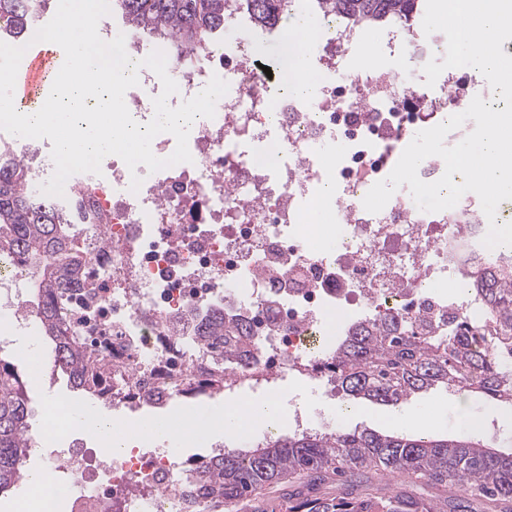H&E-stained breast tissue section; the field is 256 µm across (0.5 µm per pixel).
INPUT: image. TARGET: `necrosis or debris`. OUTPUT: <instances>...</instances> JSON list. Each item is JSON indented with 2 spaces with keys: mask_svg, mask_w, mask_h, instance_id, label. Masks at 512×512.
<instances>
[{
  "mask_svg": "<svg viewBox=\"0 0 512 512\" xmlns=\"http://www.w3.org/2000/svg\"><path fill=\"white\" fill-rule=\"evenodd\" d=\"M361 45L403 60L429 59L445 54L447 39L436 32L407 42L390 23L329 20L309 100L270 83L243 48L232 57L169 64L179 87L170 107L198 94L212 76L230 86L214 118L194 124L191 162L156 171L135 192L119 158L101 174L67 180L65 201L86 192L92 213L108 219L114 247L91 239V265L112 358L128 368L112 385L125 390L128 407L148 396L164 404L184 374L204 375L206 364L177 342L169 322L193 307L223 302L225 315L256 339L248 367L226 377L228 390L275 389L295 372L332 391L323 353L311 341L350 302L363 321L386 308L406 321L434 313L443 330L452 311L483 319L484 307L467 291L448 288L463 282L469 267L495 260L482 243L488 221L476 194L439 212L412 207L401 193L380 212L363 206L409 135L462 112L470 86L444 74L421 89L402 66H351ZM271 152L276 161L269 165L264 157ZM326 229L336 235L330 252L315 246ZM26 277L22 263L0 259V308L21 333L32 324L21 310ZM44 463L70 512H186L182 463L168 451L134 447L92 464L84 449L67 448L47 452Z\"/></svg>",
  "mask_w": 512,
  "mask_h": 512,
  "instance_id": "1",
  "label": "necrosis or debris"
}]
</instances>
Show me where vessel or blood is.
Masks as SVG:
<instances>
[{
  "label": "vessel or blood",
  "mask_w": 512,
  "mask_h": 512,
  "mask_svg": "<svg viewBox=\"0 0 512 512\" xmlns=\"http://www.w3.org/2000/svg\"><path fill=\"white\" fill-rule=\"evenodd\" d=\"M64 61V52L56 44L37 43L24 54L16 76L14 105L17 110L42 106L47 98L46 83Z\"/></svg>",
  "instance_id": "obj_1"
}]
</instances>
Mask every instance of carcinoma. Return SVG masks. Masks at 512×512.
I'll return each instance as SVG.
<instances>
[{"label": "carcinoma", "mask_w": 512, "mask_h": 512, "mask_svg": "<svg viewBox=\"0 0 512 512\" xmlns=\"http://www.w3.org/2000/svg\"><path fill=\"white\" fill-rule=\"evenodd\" d=\"M321 14L354 20L388 19L405 26L420 0H313ZM294 0H111L132 28L155 35L174 50L203 53L239 13L253 26L274 29L288 18ZM48 0H0V41L16 44L47 12ZM30 171L20 159L0 163V252L30 271L27 306L49 345L53 370L70 388L112 406L124 395L112 391V349L95 347L71 325V303L90 291L89 239L112 241L96 225L79 226L65 205H53L29 190ZM491 272L474 267L471 294L486 305V320L462 321L445 334L427 335L388 313L379 322L358 323L325 360L335 388L350 399L398 406L438 385H456L485 400L512 403V371L496 355L512 356V262ZM187 336L213 368L211 393L224 390L228 369L246 365L255 344L243 324L214 306L190 313ZM34 447L29 396L18 366L0 354V493L14 488ZM287 485L288 512H512V450L487 448L466 436L429 438L343 429L330 434L293 433L251 448L226 449L187 468L182 488L187 508L207 496L208 512H276L259 497L271 485Z\"/></svg>", "instance_id": "carcinoma-1"}]
</instances>
